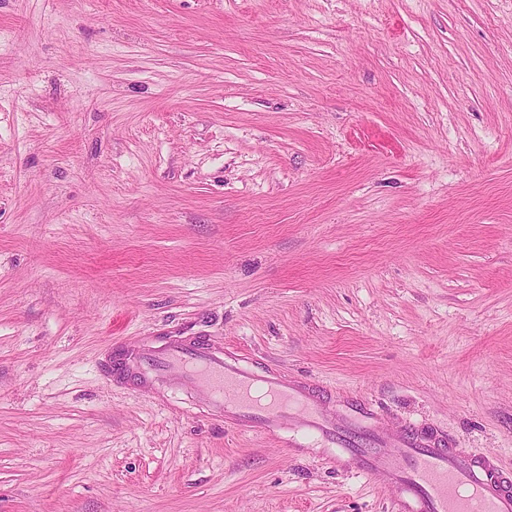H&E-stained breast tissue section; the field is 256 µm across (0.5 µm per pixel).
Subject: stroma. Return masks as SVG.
<instances>
[{
    "instance_id": "1",
    "label": "stroma",
    "mask_w": 512,
    "mask_h": 512,
    "mask_svg": "<svg viewBox=\"0 0 512 512\" xmlns=\"http://www.w3.org/2000/svg\"><path fill=\"white\" fill-rule=\"evenodd\" d=\"M186 331L512 469V0H0V512H393L104 378Z\"/></svg>"
}]
</instances>
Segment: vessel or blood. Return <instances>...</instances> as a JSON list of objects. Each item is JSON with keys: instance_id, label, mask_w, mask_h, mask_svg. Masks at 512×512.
<instances>
[{"instance_id": "1", "label": "vessel or blood", "mask_w": 512, "mask_h": 512, "mask_svg": "<svg viewBox=\"0 0 512 512\" xmlns=\"http://www.w3.org/2000/svg\"><path fill=\"white\" fill-rule=\"evenodd\" d=\"M102 372L112 383L159 394L161 404L181 392L215 421L331 456L343 471L392 488L395 512H512V472L496 457L459 448L424 423L391 427L371 402L332 398L310 378L256 366L200 337L117 344Z\"/></svg>"}]
</instances>
